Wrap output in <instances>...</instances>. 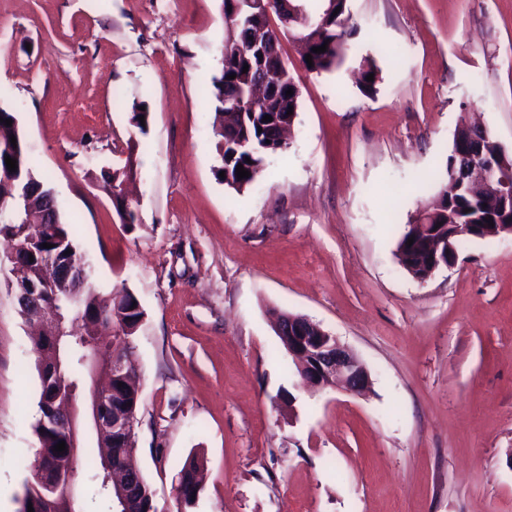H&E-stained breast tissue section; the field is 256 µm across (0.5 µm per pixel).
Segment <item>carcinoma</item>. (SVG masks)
I'll use <instances>...</instances> for the list:
<instances>
[{
	"instance_id": "cac0c4a2",
	"label": "carcinoma",
	"mask_w": 512,
	"mask_h": 512,
	"mask_svg": "<svg viewBox=\"0 0 512 512\" xmlns=\"http://www.w3.org/2000/svg\"><path fill=\"white\" fill-rule=\"evenodd\" d=\"M231 6L224 11V21L229 26V35L224 43L222 68L210 79L211 100L218 111L219 124L213 126L217 147L221 151L222 165L217 171L225 172L224 184L240 193L252 186L266 169V158L270 154H284L289 143L276 139L275 132L263 121L267 114H274L289 125H294L298 112L299 88L295 76L289 69L280 67L275 72V90L270 96L256 93V74L261 67L271 66L268 59L253 49L272 41H281L284 34L290 35L301 47V56L311 55L313 66L305 67L310 73L322 74L339 68L349 50L348 38L353 34L348 0H318L311 6L309 0H280L279 8L267 12L259 5H246L242 0H223ZM295 16L288 26L276 29L271 16L281 18V13ZM327 45L323 53L312 51L314 47ZM248 71H243V67ZM374 74L371 81L366 80ZM235 78H229V75ZM380 81L379 69L373 57L362 58L360 87L366 94L376 92ZM293 94L286 95L287 90ZM292 114H287V111ZM144 120H139V117ZM0 117V236L12 242L15 253L14 264L23 272V281L36 287L44 302L55 307L63 320L67 334L50 340L46 334L31 337L36 354V370L39 381V418L34 425L37 448L32 470L48 463L53 471L50 481L31 476L24 485L19 499L18 512H84L80 499L74 492L73 478L81 468L91 469V480L96 494L109 503L113 512H158L154 491L144 476L138 472V483L132 498L125 502L112 495L110 474L104 465L96 462V450L109 440L108 435H95V444L83 442L82 415L58 423L49 418L52 402H79L89 388L88 382L98 354L112 353V349L101 350L94 342L101 332L123 330V355L131 358V339L136 336L145 315L137 297L127 288H114L104 294L91 279V270L86 253L76 243L73 235L62 221L58 204L53 202L52 189L46 181L36 175L27 159L23 134L17 117L12 112L2 111ZM12 125L7 126L4 120ZM129 123L142 135L147 134L150 112L140 110L132 103ZM468 135L466 125L457 126L451 154L448 155L444 172L437 178L438 192L435 202L429 204L432 215L428 223H448L452 214L461 221H488L487 212L480 200L459 189L456 176L459 158L456 155L458 141ZM16 138L13 151L20 156L17 170L9 171L5 162L11 138ZM251 163H246V160ZM243 165L250 176L238 179L236 166ZM133 162L113 172H103L112 182V203L121 223L134 218V210L125 204L121 186L124 180L134 175ZM421 208H416L397 240L396 256L403 267L409 266L405 245L414 234L413 225L420 221ZM53 247L45 248L43 244ZM34 261H29V257ZM141 406V395L137 377H117L112 380V408H121L127 416L137 417ZM65 442V451H54L59 442ZM135 435H130L122 448L112 449V466L121 468L131 462ZM203 461L196 454L188 456L179 472L178 498L191 507L203 491L195 476Z\"/></svg>"
}]
</instances>
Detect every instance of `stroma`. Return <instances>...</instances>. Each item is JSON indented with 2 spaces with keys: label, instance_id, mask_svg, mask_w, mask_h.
<instances>
[{
  "label": "stroma",
  "instance_id": "35a3bbf8",
  "mask_svg": "<svg viewBox=\"0 0 512 512\" xmlns=\"http://www.w3.org/2000/svg\"><path fill=\"white\" fill-rule=\"evenodd\" d=\"M344 65L307 72L292 143L243 192L218 180L205 84L223 0H0V107L87 250L125 287L142 405L136 461L159 512H512V238L472 241L426 281L397 239L436 192L461 119L512 150V0H349ZM372 55L373 95L352 70ZM148 106L136 136L116 92ZM136 153H129L131 137ZM134 157L137 224L100 177ZM0 265V512L31 477L36 355ZM302 315L364 364L365 395L298 377L272 310ZM203 451L181 510L179 471Z\"/></svg>",
  "mask_w": 512,
  "mask_h": 512
}]
</instances>
